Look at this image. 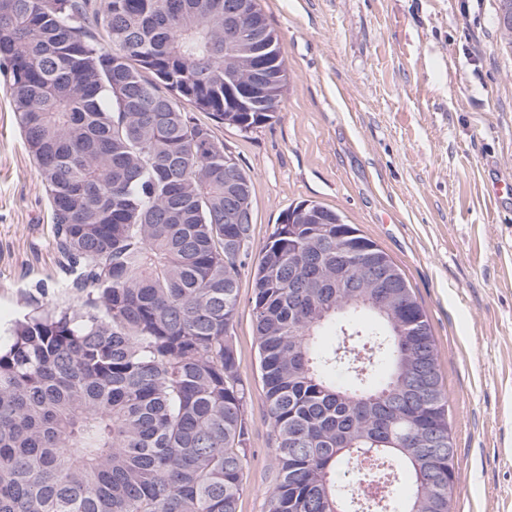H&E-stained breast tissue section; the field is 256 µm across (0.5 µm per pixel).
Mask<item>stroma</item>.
I'll list each match as a JSON object with an SVG mask.
<instances>
[{"instance_id": "35a3bbf8", "label": "stroma", "mask_w": 512, "mask_h": 512, "mask_svg": "<svg viewBox=\"0 0 512 512\" xmlns=\"http://www.w3.org/2000/svg\"><path fill=\"white\" fill-rule=\"evenodd\" d=\"M288 80L275 118L214 125L252 180L253 247L318 202L399 266L429 320L456 448L451 512H512V44L498 0H260ZM0 68V328L56 288L48 196ZM231 333L250 390L253 457L238 512H267L274 475L251 298Z\"/></svg>"}]
</instances>
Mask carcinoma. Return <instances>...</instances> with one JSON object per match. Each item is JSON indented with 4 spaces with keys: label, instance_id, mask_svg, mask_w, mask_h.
Listing matches in <instances>:
<instances>
[{
    "label": "carcinoma",
    "instance_id": "carcinoma-1",
    "mask_svg": "<svg viewBox=\"0 0 512 512\" xmlns=\"http://www.w3.org/2000/svg\"><path fill=\"white\" fill-rule=\"evenodd\" d=\"M0 0V59L46 187L63 308L0 343V512H237L247 390L231 327L242 274L275 477L267 512H450L448 396L401 269L336 211L277 224L252 263V181L192 111L249 133L274 106L224 111L251 63L229 0ZM236 168L239 184L224 182ZM359 250L346 270L336 250ZM403 287L388 306L372 265ZM343 371L347 381L336 380ZM372 453L410 492L357 501L342 462Z\"/></svg>",
    "mask_w": 512,
    "mask_h": 512
}]
</instances>
